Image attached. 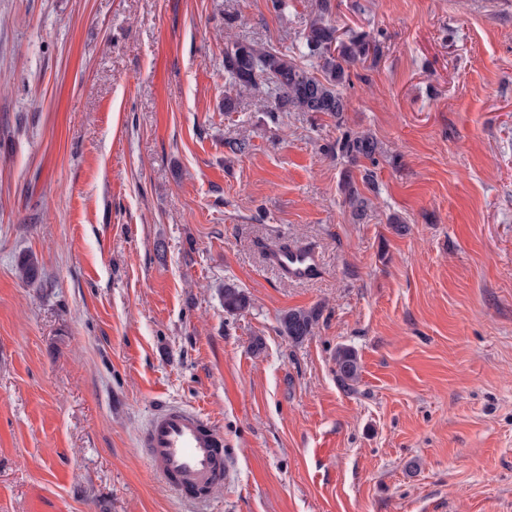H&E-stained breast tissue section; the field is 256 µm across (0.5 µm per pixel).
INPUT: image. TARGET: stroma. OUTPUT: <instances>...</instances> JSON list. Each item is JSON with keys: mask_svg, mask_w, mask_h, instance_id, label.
I'll return each mask as SVG.
<instances>
[{"mask_svg": "<svg viewBox=\"0 0 512 512\" xmlns=\"http://www.w3.org/2000/svg\"><path fill=\"white\" fill-rule=\"evenodd\" d=\"M313 3L0 0V512H512V0H333L384 46L343 122L225 111V33L310 67ZM345 128L381 147L359 222ZM282 243L322 272L283 278ZM161 400L224 432L203 510L141 456ZM339 189L343 195L344 203L350 208L353 219L363 220L367 214L370 200L360 192L353 179L352 172L348 168L342 173ZM267 260L292 281L311 279L321 266L319 253L309 246L274 247L269 249ZM250 305L244 291L233 283L224 285V310L229 314H237L246 310ZM318 318L315 310H289L279 319V331L293 344H301L311 336ZM333 361L337 381L345 390L352 391L361 375V360L358 352L351 346H338L333 355Z\"/></svg>", "mask_w": 512, "mask_h": 512, "instance_id": "stroma-1", "label": "stroma"}]
</instances>
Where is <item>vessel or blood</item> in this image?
<instances>
[{
    "label": "vessel or blood",
    "instance_id": "vessel-or-blood-1",
    "mask_svg": "<svg viewBox=\"0 0 512 512\" xmlns=\"http://www.w3.org/2000/svg\"><path fill=\"white\" fill-rule=\"evenodd\" d=\"M267 260L292 281L311 279L321 266L319 253L309 246L274 247ZM138 444L165 486L191 504L205 503L210 491L224 482V434L195 409L169 403L155 407Z\"/></svg>",
    "mask_w": 512,
    "mask_h": 512
}]
</instances>
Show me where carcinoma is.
I'll return each instance as SVG.
<instances>
[{
    "instance_id": "carcinoma-1",
    "label": "carcinoma",
    "mask_w": 512,
    "mask_h": 512,
    "mask_svg": "<svg viewBox=\"0 0 512 512\" xmlns=\"http://www.w3.org/2000/svg\"><path fill=\"white\" fill-rule=\"evenodd\" d=\"M331 0H315L311 18L303 33L306 56L317 63L320 75L288 59L272 45L236 40L227 35L224 40V83L238 92L248 91L260 95L268 102L267 112L272 123H279V113H327L343 125V115L349 111L351 101L341 88L350 84V66L380 54V41L365 31L348 30L339 34L332 23ZM379 144L369 132L345 130L336 138V156L354 166L363 160L376 164ZM339 189L353 219L361 221L367 214L369 199L364 196L350 169H345ZM19 276L28 285L40 279V267L32 257L23 259ZM249 307L244 291L233 283L224 285V311L241 313ZM319 318L314 310H290L280 319V333L294 344L310 336ZM336 379L347 391L360 380L361 360L351 346L336 347L333 355Z\"/></svg>"
}]
</instances>
